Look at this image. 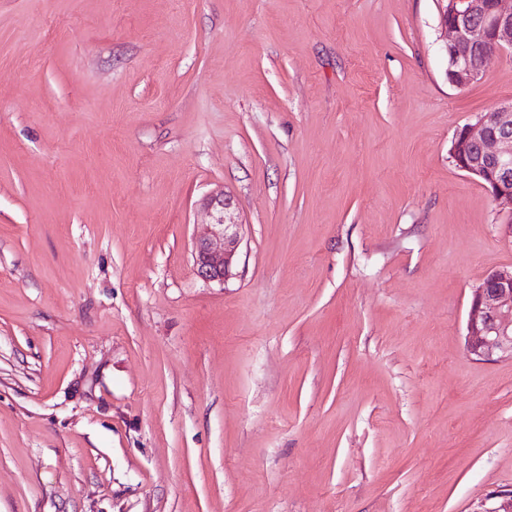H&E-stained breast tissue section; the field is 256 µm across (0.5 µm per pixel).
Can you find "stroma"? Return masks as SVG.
<instances>
[{"label":"stroma","instance_id":"obj_1","mask_svg":"<svg viewBox=\"0 0 512 512\" xmlns=\"http://www.w3.org/2000/svg\"><path fill=\"white\" fill-rule=\"evenodd\" d=\"M437 0H0V512H486L512 234ZM243 223L197 277L208 194ZM465 344L479 360L512 359V267L488 272L474 289Z\"/></svg>","mask_w":512,"mask_h":512}]
</instances>
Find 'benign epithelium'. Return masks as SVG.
I'll return each instance as SVG.
<instances>
[{"label":"benign epithelium","instance_id":"7a95c632","mask_svg":"<svg viewBox=\"0 0 512 512\" xmlns=\"http://www.w3.org/2000/svg\"><path fill=\"white\" fill-rule=\"evenodd\" d=\"M505 0H439L448 58V82L465 88L480 82L487 60L512 55V6ZM455 165L482 182L495 201L508 209L512 235V102L479 115L451 141ZM211 229L193 242V266L206 282L223 284L240 245L242 222L225 195L205 199ZM465 344L483 361L512 359V267L488 272L474 289L466 319ZM496 505L486 512H512V490H495Z\"/></svg>","mask_w":512,"mask_h":512}]
</instances>
